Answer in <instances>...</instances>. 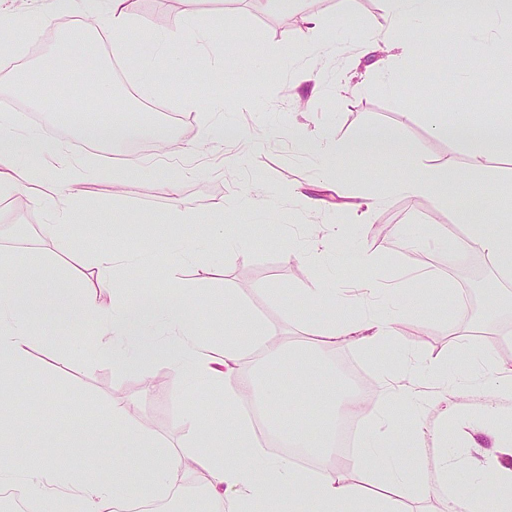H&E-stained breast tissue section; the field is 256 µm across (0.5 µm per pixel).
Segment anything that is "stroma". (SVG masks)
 Instances as JSON below:
<instances>
[{
  "label": "stroma",
  "instance_id": "1",
  "mask_svg": "<svg viewBox=\"0 0 512 512\" xmlns=\"http://www.w3.org/2000/svg\"><path fill=\"white\" fill-rule=\"evenodd\" d=\"M184 9L183 0H134L136 24L129 39L166 30ZM193 10L197 25L243 35L251 66L235 70L229 78H215L207 49L196 47L180 81L171 85L164 68L143 81L131 63H124L113 77L117 100L138 108L137 118L144 124L153 122V107L172 114L175 134L149 143L141 153L131 140L97 146L100 160L135 154L143 169L121 184L97 174L83 185L90 217L76 226L73 249L40 236L41 225L50 221L43 206L23 196L0 202V253L37 250L51 255L86 290L95 283L90 266L95 254L130 255L133 261L123 274L127 298L142 297L150 286L196 289V324L220 346L231 331L224 301L233 296L300 356L312 352L309 338L315 322L332 314L359 317L378 305L368 297L334 310L314 302L311 289L401 284L402 294L390 303L399 312L398 339L372 356L357 357L344 345L334 354L315 355L310 374L302 376L297 369L267 363L254 353L244 358L239 371L257 383L278 385L284 398L276 416L289 423L302 421L313 431L317 411L312 402L331 383L338 357L356 358L372 407L379 401L380 370L398 369L401 350L419 356V364L406 377L421 388L433 382L424 361L446 360L448 375L456 380L448 389V403L457 409L458 418L441 442L459 461L457 482L469 493H482V484L472 475L473 464L498 454L503 425L512 424V399L488 394L483 383L492 379L494 368L477 360L475 353L487 340L503 341L497 362L512 366V278L502 275L480 249L473 253V266L450 270L448 245L439 235L452 218L434 197L391 195L361 222L350 205L415 165L432 166L451 158L468 170L467 147L437 136L434 120L458 107L480 123L512 119V58L494 53L481 68H472L467 30L443 21L435 33L441 61L429 63L430 79L416 76L421 57L415 54L381 80L370 72L374 57L361 56L360 38L386 27L382 0H295L285 12L257 6L255 0H196ZM311 15L324 20L318 41L337 46L340 53L316 52L300 65H290L282 51L297 41ZM94 21L90 14L63 12L47 23L42 0H0V35L19 43L33 64L48 48L62 45L70 31ZM111 55V31L92 33L78 53L65 57L53 82L54 93L72 113L57 133L74 155L84 153L82 128L102 116L81 91L95 81L99 62ZM467 71L473 72L476 83H484L490 73L497 75L498 83L487 97L472 98L470 84L462 79ZM218 92L224 96V122L241 126L254 140V149L224 141L217 133L208 102ZM187 97L196 99L195 107L184 106ZM305 121L320 136L342 140L354 139L367 127L386 128L410 143L413 151L403 158L369 155L332 163L323 153L301 151L289 136V127ZM183 169L188 172L180 187L183 204L204 214L223 204L225 223L235 225L247 244L227 250L211 239L206 225L183 228L196 256L181 262L167 257V264L177 267L170 278L158 268L157 258L169 236L168 184ZM479 178L489 206L512 201V153L493 154ZM252 191L260 204L242 208ZM303 194L321 199V206L302 209ZM336 225L346 227L347 241L333 237ZM357 247L370 252V266L353 259ZM420 288L430 294L429 304L420 303ZM38 328L29 352L30 373L7 388L36 438L25 442L0 437L1 456L48 461L60 456L71 471L109 480L114 463L125 454L112 447L104 418L114 402L123 406L133 426L178 448L191 445L195 435L194 426L181 420L186 409L213 416L215 429H223V396L201 381L174 390L165 357L146 356L130 364L99 359L89 335L75 334L73 322L49 312L41 316Z\"/></svg>",
  "mask_w": 512,
  "mask_h": 512
}]
</instances>
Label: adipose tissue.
Listing matches in <instances>:
<instances>
[{
	"label": "adipose tissue",
	"instance_id": "1",
	"mask_svg": "<svg viewBox=\"0 0 512 512\" xmlns=\"http://www.w3.org/2000/svg\"><path fill=\"white\" fill-rule=\"evenodd\" d=\"M388 21L386 30L367 33L362 40V53L380 54V70L389 69L396 59L426 51L429 40L414 41L401 34L408 26L425 33L437 27L440 18L453 15L468 20L477 31L468 42L474 64L494 52L496 43L487 41L486 32L512 24V0H383ZM185 18H177L163 33H149L137 43H129L125 35L134 26L131 0H101L97 19L100 27L112 30L114 53L133 59L139 74L148 75L157 63H164L171 76H178L188 57L181 32ZM67 115L53 110L48 123L24 125L19 115L0 114V201L16 196H32L47 206L50 222L47 234L81 223L86 206L79 191L87 178L84 161L73 156L58 138L56 129L66 122ZM435 132L463 143L470 150L472 168L484 166L496 151H512V123L479 125L466 113L454 120L437 119ZM322 149L337 160L352 161L368 148L381 154L400 156L410 148L390 133L379 129L364 132L353 142L327 140ZM174 196L170 221L174 224L208 223L228 246L239 245L237 237L227 235L224 210L203 216L182 206L175 193L178 179H171ZM390 191L410 197L428 195L441 205L450 206L457 223L466 225L463 239H450L448 251L462 257L469 245H478L500 270L512 271V215L492 211L480 212L486 195L482 183L463 173L453 159L439 164L414 168L390 184ZM45 255L31 252L20 257H0V378L25 370L29 350L36 338V321L44 306H52L63 318H77L84 331L96 340L101 355L130 363L154 351L166 354L175 385L204 380L213 391L224 395L226 428L217 432L202 414L192 415L197 438L194 461L207 477L213 501L225 504L228 512H256L259 504L273 505L274 512H405L399 492L412 491L424 497L448 501L452 512H512V467L491 457L474 465V475L488 489L484 499L473 498L454 480L455 458L447 449L429 447L437 430L427 427L419 418L428 403H441L448 392V365L432 360L428 368L439 385L433 399H425L418 390L402 384L391 371L381 374L380 402L373 418L360 438L358 458L368 469L373 482L387 486L384 494H369L344 480L336 467V423L341 417H364L365 407L356 392L337 397L328 390L322 395L329 405L318 431L304 425H282L270 419L268 431L280 443L281 453L263 448L249 420L244 419L237 405L239 393L251 387L249 379L239 377L240 361L252 350H260L264 360L289 366L298 365L297 357L273 341V331L251 316H243L233 324L224 339L223 348H216L198 332L192 318L195 292L159 290L131 302L119 289L120 259L113 254L92 258L96 272V290L79 293L62 278L32 280L25 271L30 266L47 265ZM112 294L111 305L100 297ZM397 317L383 310L371 312L362 319H329L318 325L317 347L329 352L347 345L363 354L374 353L380 346L396 341ZM235 378V388L225 381ZM410 405L416 412L411 420L394 417L395 403ZM112 440L120 447L132 449L123 466L101 482L86 475L67 471L60 462L15 463L0 460V481L22 479L37 512H112L121 502L150 496L167 495L175 471L182 464L181 453L142 431L132 429L122 406L114 404L105 411ZM366 417V416H365ZM411 439L418 454L404 463L393 449L404 439ZM315 459L317 469L299 467L295 454ZM146 471L147 483H139L133 474Z\"/></svg>",
	"mask_w": 512,
	"mask_h": 512
}]
</instances>
